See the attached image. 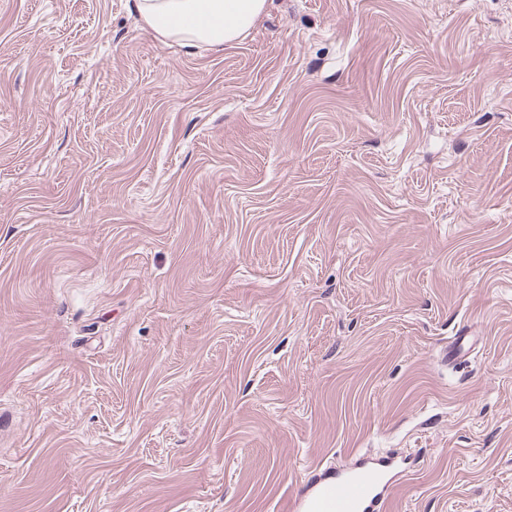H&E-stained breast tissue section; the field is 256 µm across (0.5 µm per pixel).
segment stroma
<instances>
[{
	"mask_svg": "<svg viewBox=\"0 0 512 512\" xmlns=\"http://www.w3.org/2000/svg\"><path fill=\"white\" fill-rule=\"evenodd\" d=\"M363 454L389 512H512V0L190 53L0 0V512H301Z\"/></svg>",
	"mask_w": 512,
	"mask_h": 512,
	"instance_id": "obj_1",
	"label": "stroma"
}]
</instances>
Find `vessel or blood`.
I'll return each mask as SVG.
<instances>
[{
    "label": "vessel or blood",
    "instance_id": "b4317fda",
    "mask_svg": "<svg viewBox=\"0 0 512 512\" xmlns=\"http://www.w3.org/2000/svg\"><path fill=\"white\" fill-rule=\"evenodd\" d=\"M392 459H359L345 471L322 475L307 490L302 512H384Z\"/></svg>",
    "mask_w": 512,
    "mask_h": 512
}]
</instances>
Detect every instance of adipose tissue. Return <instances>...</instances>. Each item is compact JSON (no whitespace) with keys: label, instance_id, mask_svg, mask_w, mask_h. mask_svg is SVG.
Returning <instances> with one entry per match:
<instances>
[{"label":"adipose tissue","instance_id":"adipose-tissue-1","mask_svg":"<svg viewBox=\"0 0 512 512\" xmlns=\"http://www.w3.org/2000/svg\"><path fill=\"white\" fill-rule=\"evenodd\" d=\"M143 28L188 50H221L239 43L267 8V0H133Z\"/></svg>","mask_w":512,"mask_h":512}]
</instances>
